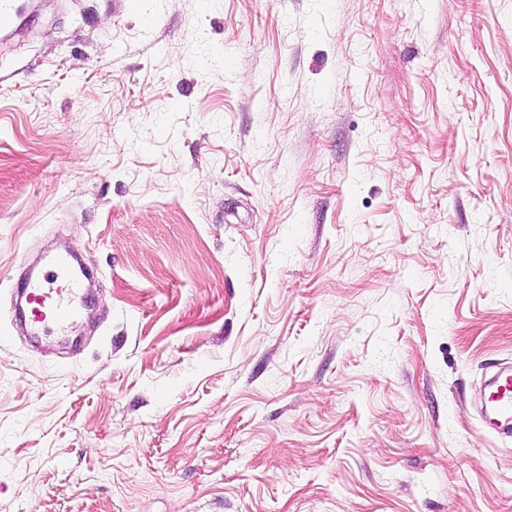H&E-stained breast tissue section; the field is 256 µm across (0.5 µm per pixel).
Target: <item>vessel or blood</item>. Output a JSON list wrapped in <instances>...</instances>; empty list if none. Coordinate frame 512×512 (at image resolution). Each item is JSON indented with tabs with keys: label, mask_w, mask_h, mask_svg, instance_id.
<instances>
[{
	"label": "vessel or blood",
	"mask_w": 512,
	"mask_h": 512,
	"mask_svg": "<svg viewBox=\"0 0 512 512\" xmlns=\"http://www.w3.org/2000/svg\"><path fill=\"white\" fill-rule=\"evenodd\" d=\"M45 274L31 277L25 287L30 329L34 334L63 329L81 313L83 288L67 255H53ZM478 421L483 432L512 444V366H501L477 392Z\"/></svg>",
	"instance_id": "vessel-or-blood-1"
}]
</instances>
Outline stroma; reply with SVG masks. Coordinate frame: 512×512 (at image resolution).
I'll return each instance as SVG.
<instances>
[{"label":"stroma","mask_w":512,"mask_h":512,"mask_svg":"<svg viewBox=\"0 0 512 512\" xmlns=\"http://www.w3.org/2000/svg\"><path fill=\"white\" fill-rule=\"evenodd\" d=\"M97 272L30 343L13 292ZM512 0H42L0 36V512H512ZM503 364L477 392L478 421L483 432L512 444V366Z\"/></svg>","instance_id":"stroma-1"}]
</instances>
